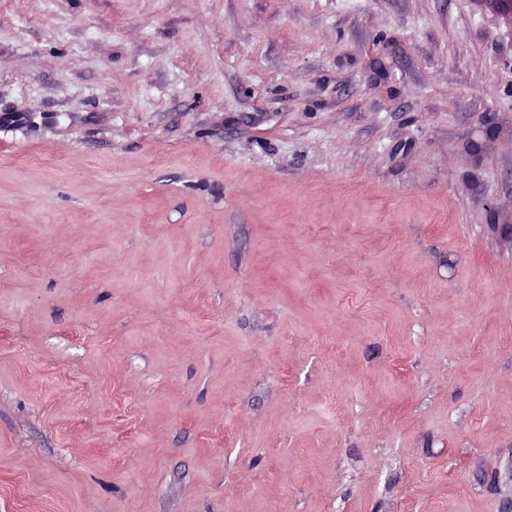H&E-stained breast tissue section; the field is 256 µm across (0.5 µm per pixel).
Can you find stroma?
Listing matches in <instances>:
<instances>
[{
  "label": "stroma",
  "mask_w": 512,
  "mask_h": 512,
  "mask_svg": "<svg viewBox=\"0 0 512 512\" xmlns=\"http://www.w3.org/2000/svg\"><path fill=\"white\" fill-rule=\"evenodd\" d=\"M0 512H512V19L0 0Z\"/></svg>",
  "instance_id": "stroma-1"
}]
</instances>
